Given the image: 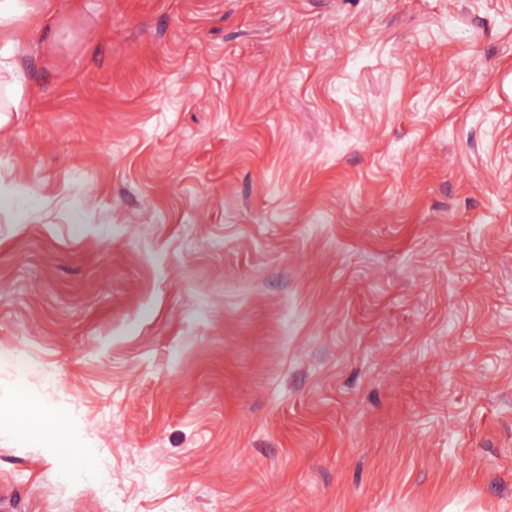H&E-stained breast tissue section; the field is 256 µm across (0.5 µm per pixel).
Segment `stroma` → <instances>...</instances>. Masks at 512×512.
<instances>
[{
	"label": "stroma",
	"instance_id": "obj_1",
	"mask_svg": "<svg viewBox=\"0 0 512 512\" xmlns=\"http://www.w3.org/2000/svg\"><path fill=\"white\" fill-rule=\"evenodd\" d=\"M23 3L19 512H512V0Z\"/></svg>",
	"mask_w": 512,
	"mask_h": 512
}]
</instances>
